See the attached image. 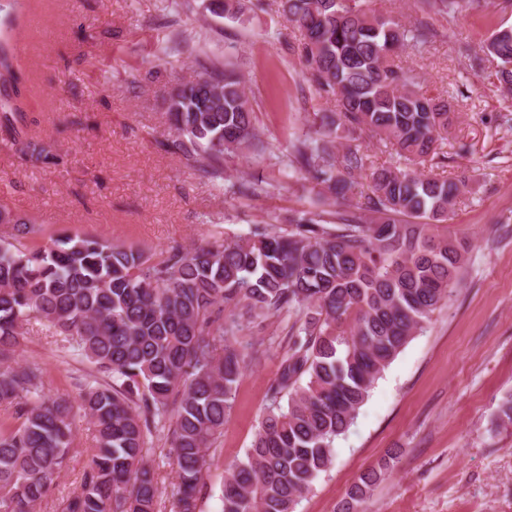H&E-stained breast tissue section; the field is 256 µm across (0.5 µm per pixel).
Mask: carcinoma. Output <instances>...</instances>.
<instances>
[{
	"mask_svg": "<svg viewBox=\"0 0 512 512\" xmlns=\"http://www.w3.org/2000/svg\"><path fill=\"white\" fill-rule=\"evenodd\" d=\"M0 10V120L20 158L44 148L14 127L8 90L18 70L10 41L19 6ZM372 0H279L293 34L277 38L303 61L310 86L335 104L304 117L288 152L275 156L333 207L297 210L283 225L256 224L244 237H215L155 252L92 234H60L29 244L41 228L0 206V512H35L68 464L72 423L81 411L98 444L80 489L61 512H155L158 482L147 440L165 434L177 464L175 512H198L210 449L224 432L246 361L268 350L237 336L270 317L293 319L288 351L267 392L268 405L244 459L225 474L221 512H294L335 459L376 381L459 286L469 251L439 233L465 179L392 165L367 167L360 143L375 139L406 160L440 167L452 124L448 100L421 92L396 63L434 37ZM450 20L488 0H416ZM217 18L241 19L242 0H211ZM495 63L512 93V25L496 30L470 67ZM203 74L178 84L164 107L173 133L159 142L210 181L244 150H270L230 63L208 59ZM369 191L361 190L363 173ZM275 185L256 178L237 191L254 197ZM36 320L94 365L81 402L43 394V369L19 365L25 325ZM392 448L353 482L336 512H362L393 472Z\"/></svg>",
	"mask_w": 512,
	"mask_h": 512,
	"instance_id": "obj_1",
	"label": "carcinoma"
}]
</instances>
